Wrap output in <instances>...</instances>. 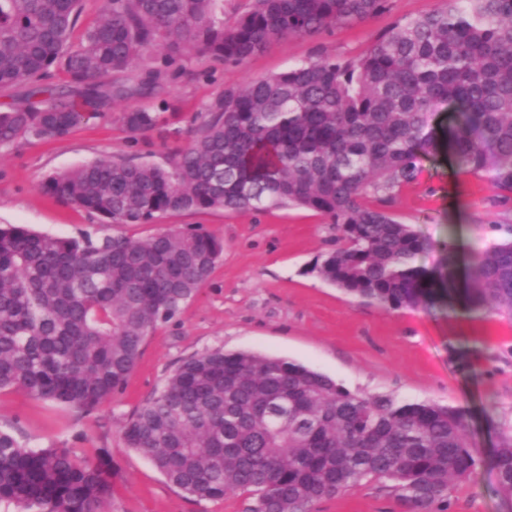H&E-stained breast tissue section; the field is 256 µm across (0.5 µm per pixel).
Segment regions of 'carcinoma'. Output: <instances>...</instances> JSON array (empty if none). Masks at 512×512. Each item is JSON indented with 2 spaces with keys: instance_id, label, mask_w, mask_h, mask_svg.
<instances>
[{
  "instance_id": "obj_1",
  "label": "carcinoma",
  "mask_w": 512,
  "mask_h": 512,
  "mask_svg": "<svg viewBox=\"0 0 512 512\" xmlns=\"http://www.w3.org/2000/svg\"><path fill=\"white\" fill-rule=\"evenodd\" d=\"M387 0H250L233 24L224 0H104L69 44L81 0H0V147L68 136L86 111L161 98L162 71L186 55L241 64L271 42L363 22ZM142 68L131 80L129 71ZM68 78L42 84L50 69ZM448 106L458 168L512 198V0H441L349 59L318 57L227 87L191 142L165 165L108 157L50 176L44 192L109 224L167 214L298 207L336 226L311 271L394 310L460 290L473 309L512 316V239L473 253L456 288L453 256L436 273L426 243L384 208L440 151L431 125ZM160 116L123 112L135 136ZM224 242L179 229L92 239L0 227V391L90 413L120 391L147 336L175 318L211 275ZM126 447L199 500L240 492L251 512H311L363 482H389L412 512H446L451 483L475 464L465 414L434 402L353 393L300 363L256 351L184 359L123 425ZM490 464L512 497V434ZM114 489L104 448H26L0 430V504L24 512H106Z\"/></svg>"
}]
</instances>
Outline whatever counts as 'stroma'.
<instances>
[{"label": "stroma", "mask_w": 512, "mask_h": 512, "mask_svg": "<svg viewBox=\"0 0 512 512\" xmlns=\"http://www.w3.org/2000/svg\"><path fill=\"white\" fill-rule=\"evenodd\" d=\"M439 0H388L386 10L350 27L269 44L240 65L205 54L168 71L167 122L131 137L118 117L150 106L116 102L86 118L67 137L19 140L0 148V226L23 224L56 237L139 239L168 227L224 241V252L197 296L148 336L124 389L88 414L15 390L0 391V429L29 448H105L115 474L106 512H250L251 497L231 493L200 501L172 488L153 464L126 448L122 426L164 385L180 362L208 350H250L311 367L354 393L388 394L464 409L476 466L453 483L447 512H512L498 490L490 456L512 431V318L469 308L463 296L433 306L393 310L347 295L311 267L336 247V228L314 211L280 208L167 215L155 224H102L46 195L50 175L110 156L166 163L185 148L192 120L225 88L244 85L318 56H358L393 22L426 14ZM390 210L426 241L419 264L442 270L449 253L475 251L512 238V200L460 170L447 150L422 161ZM313 512H408L386 482H368L314 505Z\"/></svg>", "instance_id": "1"}]
</instances>
